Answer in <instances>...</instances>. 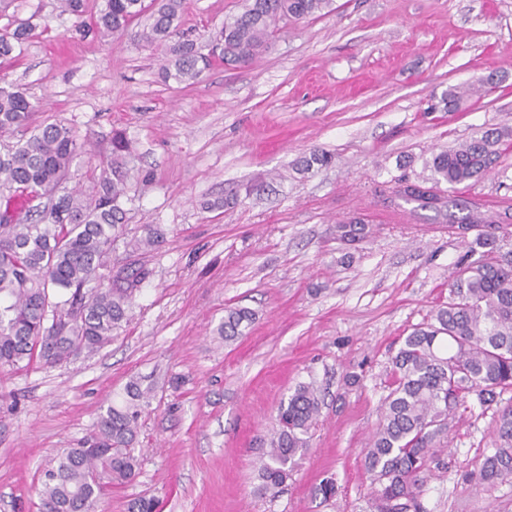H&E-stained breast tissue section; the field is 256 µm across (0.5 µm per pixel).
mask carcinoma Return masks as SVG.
<instances>
[{"mask_svg":"<svg viewBox=\"0 0 512 512\" xmlns=\"http://www.w3.org/2000/svg\"><path fill=\"white\" fill-rule=\"evenodd\" d=\"M61 11L84 24L92 16L103 39L143 21L140 41L165 55L164 79L195 82L216 64L245 66L267 51L282 20H302L327 9L331 0H245L242 12L210 31L206 43L219 51L207 55L180 30L184 0H162L154 11L144 0H102L89 12L88 0H59ZM31 28L17 25L0 35V57L26 42ZM34 107L26 95L0 77V136L33 133L0 146V367L19 368L39 361L62 364L92 355L112 342V332L127 320L144 275L125 277L112 287V243L122 232L129 160L133 148L117 134L109 157L85 192L68 187L70 166L80 154L75 131L61 124L33 125ZM509 133L489 128L456 147L431 154L426 187L406 176L378 182L375 196L411 217L432 208L442 223L461 232L507 224L512 205L495 214L472 199L440 194L483 178ZM336 233L353 244L364 226L351 219ZM454 267L448 303L405 337L393 358V381L381 421L366 449L372 475L371 497L381 512H408L429 475L432 450L441 443L460 401L473 394L482 406L500 404L512 393V255L501 253L494 236L476 241ZM252 313L229 308L218 335L234 341L251 324ZM148 391L137 381L125 388L119 405L107 407L89 447L67 448L44 472L40 503L56 512H92L107 487L130 481L138 421ZM494 419V452L467 474L485 486L512 483V396ZM322 408L320 389L298 384L278 406L279 428L260 467L261 489L273 491L288 478L296 457L310 447V431Z\"/></svg>","mask_w":512,"mask_h":512,"instance_id":"cac0c4a2","label":"carcinoma"}]
</instances>
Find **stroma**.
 Listing matches in <instances>:
<instances>
[{
  "label": "stroma",
  "instance_id": "1",
  "mask_svg": "<svg viewBox=\"0 0 512 512\" xmlns=\"http://www.w3.org/2000/svg\"><path fill=\"white\" fill-rule=\"evenodd\" d=\"M242 0H185L197 42ZM34 35L0 71L39 123L74 127L89 150L71 186L88 187L114 134L134 146L111 268L144 270L127 322L97 354L0 367V512H38L53 457L77 447L130 380L152 386L135 445L139 473L94 512H377L365 450L393 380L392 358L448 299V276L478 235L449 233L433 210L410 221L374 183L424 177L422 160L490 126L512 129V0H332L283 25L268 52L192 84L163 81L161 51L137 27L102 41L58 0H15L0 30ZM492 76L490 93L428 111L448 86ZM331 162L303 173L312 151ZM464 196L512 198V149ZM349 217L366 226L336 237ZM159 245L132 251L148 228ZM252 312L243 336H217L227 308ZM325 393L311 446L276 493L258 468L277 405L305 381ZM496 410L467 396L435 451L420 512H512V484L466 474L494 446ZM331 479L336 494L317 487Z\"/></svg>",
  "mask_w": 512,
  "mask_h": 512
}]
</instances>
